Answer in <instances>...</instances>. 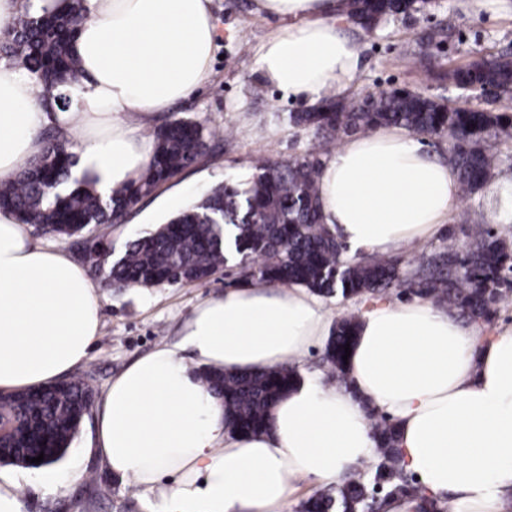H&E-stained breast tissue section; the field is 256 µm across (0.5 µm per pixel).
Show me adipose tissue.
I'll return each mask as SVG.
<instances>
[{"instance_id": "adipose-tissue-1", "label": "adipose tissue", "mask_w": 512, "mask_h": 512, "mask_svg": "<svg viewBox=\"0 0 512 512\" xmlns=\"http://www.w3.org/2000/svg\"><path fill=\"white\" fill-rule=\"evenodd\" d=\"M85 8L73 43L83 79L71 107L46 105L34 74L0 60V180L41 154L40 132L52 125L71 143L86 189L103 196L135 183L155 153L142 133L152 113L210 77L211 0H85ZM256 10L280 21L257 65L283 95L314 103L354 85L360 50L343 31L339 0H256ZM318 180L324 224L371 252L438 234L458 200L450 162L400 127L349 139ZM99 326L84 268L33 244L0 211V390L62 378L86 360ZM329 334V314L306 288L275 293L256 282L198 305L183 346L198 365L250 372L298 362ZM346 372L354 392L311 377L272 407L268 431L240 434L177 351L160 348L109 385L96 452L150 512H283L295 479L337 484L374 459L371 406L395 422L402 464L424 496L450 497L454 512L512 507V328L479 341L430 301H377L360 315Z\"/></svg>"}]
</instances>
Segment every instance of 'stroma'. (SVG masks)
Returning <instances> with one entry per match:
<instances>
[{"label":"stroma","mask_w":512,"mask_h":512,"mask_svg":"<svg viewBox=\"0 0 512 512\" xmlns=\"http://www.w3.org/2000/svg\"><path fill=\"white\" fill-rule=\"evenodd\" d=\"M216 26V56L211 77L186 99L167 111L155 113L145 135L155 126L178 118L200 122L219 131L220 144L175 182L161 186L148 198L132 205L121 224H102L98 234L120 255L126 243L141 232L152 230L175 215L180 205L197 198L227 176L252 171L261 155L288 159L305 154L309 132L292 126L288 115L307 109L301 99H288L257 69V51L276 27L274 19L256 12L254 0H212ZM447 23L449 37L441 49H430L435 80H426L404 51L416 47L421 32ZM345 34L360 47V72L356 92L378 93L406 87L441 98L448 97V70L462 65L493 47L512 41V7L491 10L475 0H428L423 11L400 16L365 32L347 24ZM493 222L491 207L483 197L459 200L456 212L440 233L428 242L404 245L398 252L405 259L463 239L466 222ZM224 274L204 283L155 288H129L115 292L98 288L102 319L100 334L92 342L86 361L75 375L92 374L98 394H105L112 379L129 364L168 344H179L184 325L201 301L222 294ZM95 414H88L72 448L54 466L56 477L80 471L83 479L66 487L52 488L50 481L34 482L30 468L11 466V473L24 479L25 512H149L147 500L130 485L112 475L94 452ZM97 475L95 487L85 479Z\"/></svg>","instance_id":"35a3bbf8"}]
</instances>
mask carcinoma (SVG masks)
Segmentation results:
<instances>
[{
	"mask_svg": "<svg viewBox=\"0 0 512 512\" xmlns=\"http://www.w3.org/2000/svg\"><path fill=\"white\" fill-rule=\"evenodd\" d=\"M56 15L25 11L4 34L0 53L20 61L51 93L81 76L72 47L86 19L84 0H65ZM417 0H344L348 20L371 32L384 21L418 10ZM488 72L473 63L450 70L461 88L496 82L512 88V44L486 54ZM289 122L311 132L306 154L289 160L262 156L246 181L228 178L186 206L165 224L130 242L116 260L96 234L100 224H117L138 200L183 174L205 157L217 134L189 118L171 121L154 132L157 147L140 181L119 187L104 200L71 181L76 156L51 135L44 151L13 178L0 181V209L26 224L62 239L81 238L84 256L108 288H153L210 280L229 262L226 236L239 256L236 267L248 279L270 286L303 285L320 297L344 300L393 292L432 300L468 324L493 323L500 306L512 301V252L486 224H470L466 240L441 247L403 266L399 256L354 259L347 245L321 223L319 156L349 133L400 126L421 139L448 138L461 196L469 199L489 185L503 162L502 148L512 143V114L466 100L428 96L407 88L351 97L328 95ZM359 318L336 320L321 366L336 386L350 388L344 346L354 342ZM198 379L224 409L233 432H263L269 413L301 382L290 366L253 373L207 368ZM96 397L89 376L0 393V464L39 466L58 463L72 447ZM377 436L376 460L356 470L336 493L313 495L300 512H385L389 500L419 497L413 475L401 465L395 426L368 410Z\"/></svg>",
	"mask_w": 512,
	"mask_h": 512,
	"instance_id": "1",
	"label": "carcinoma"
}]
</instances>
